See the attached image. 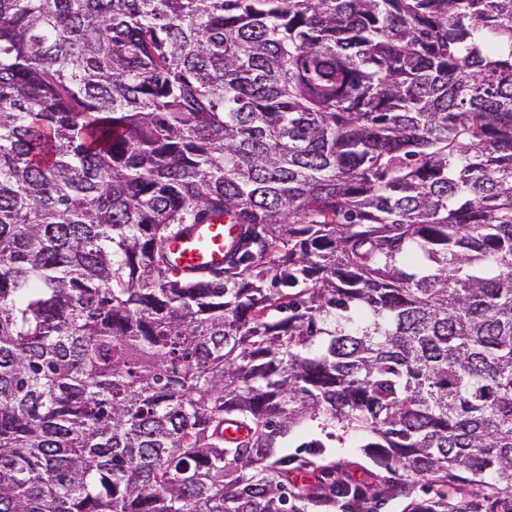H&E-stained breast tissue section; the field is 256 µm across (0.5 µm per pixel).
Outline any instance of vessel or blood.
<instances>
[{
  "mask_svg": "<svg viewBox=\"0 0 512 512\" xmlns=\"http://www.w3.org/2000/svg\"><path fill=\"white\" fill-rule=\"evenodd\" d=\"M234 235L232 225L215 222L195 225L191 235L171 239L167 248L175 273L200 276L223 268Z\"/></svg>",
  "mask_w": 512,
  "mask_h": 512,
  "instance_id": "vessel-or-blood-1",
  "label": "vessel or blood"
}]
</instances>
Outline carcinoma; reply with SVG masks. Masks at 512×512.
I'll list each match as a JSON object with an SVG mask.
<instances>
[{
  "instance_id": "obj_1",
  "label": "carcinoma",
  "mask_w": 512,
  "mask_h": 512,
  "mask_svg": "<svg viewBox=\"0 0 512 512\" xmlns=\"http://www.w3.org/2000/svg\"><path fill=\"white\" fill-rule=\"evenodd\" d=\"M304 427L512 512V0H0V512L389 493ZM234 235L232 224L215 222L196 224L190 236L171 239L167 248L175 273L200 276L224 268ZM317 439L325 448H320L318 456L309 455V448H302L307 442ZM286 448H280L290 456L309 458L319 464L336 463L345 472L346 478L353 485L384 482L393 477L389 471L376 465L353 440H346L341 444L337 440L328 439L319 433L293 432L284 442Z\"/></svg>"
}]
</instances>
